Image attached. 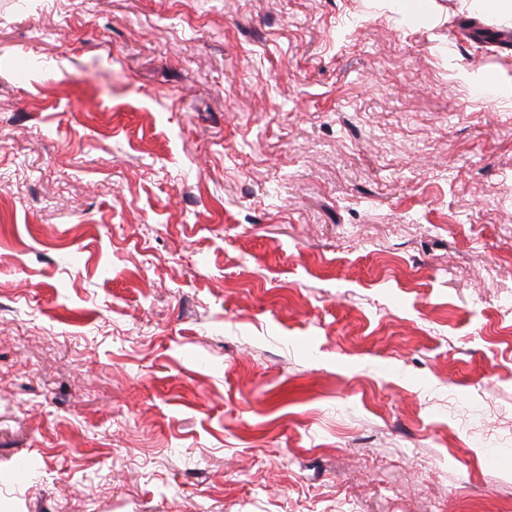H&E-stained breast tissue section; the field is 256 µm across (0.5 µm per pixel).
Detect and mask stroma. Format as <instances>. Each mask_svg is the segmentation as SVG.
<instances>
[{
  "label": "stroma",
  "mask_w": 512,
  "mask_h": 512,
  "mask_svg": "<svg viewBox=\"0 0 512 512\" xmlns=\"http://www.w3.org/2000/svg\"><path fill=\"white\" fill-rule=\"evenodd\" d=\"M0 512H512V15L0 0Z\"/></svg>",
  "instance_id": "35a3bbf8"
}]
</instances>
